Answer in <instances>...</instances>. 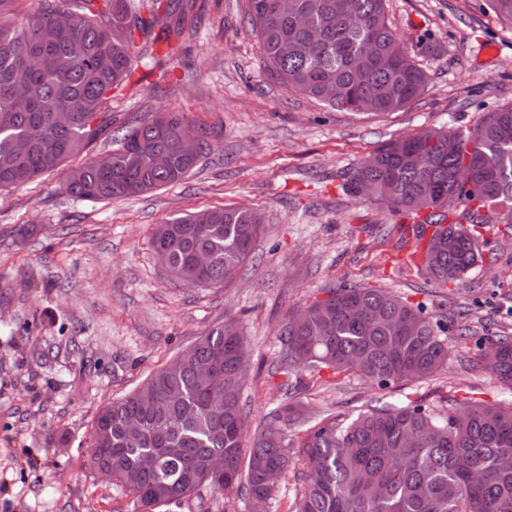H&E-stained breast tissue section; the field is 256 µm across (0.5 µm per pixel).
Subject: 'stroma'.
Instances as JSON below:
<instances>
[{"instance_id":"35a3bbf8","label":"stroma","mask_w":512,"mask_h":512,"mask_svg":"<svg viewBox=\"0 0 512 512\" xmlns=\"http://www.w3.org/2000/svg\"><path fill=\"white\" fill-rule=\"evenodd\" d=\"M247 0H196L180 62L139 68L112 96L116 122L159 110L203 128L212 149L185 180L131 200L75 199L52 175L0 194V512H133L89 468L99 410L170 363L225 318L250 346L247 432L283 399L272 368L290 308L343 284L386 288L447 327V371L386 389L322 371L302 399L309 423L369 405L467 397L512 399L476 366L480 341L512 335V228L478 226L483 261L440 288L410 259L385 208L347 193L339 173L388 140L431 127H474L512 103V24L489 0H387L389 22L430 81L404 110H332L268 73ZM250 205L264 231L221 288L168 279L149 243L155 225L204 208ZM468 308L460 338L455 305ZM205 488L164 512H248Z\"/></svg>"}]
</instances>
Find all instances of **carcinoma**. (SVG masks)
Masks as SVG:
<instances>
[{
  "label": "carcinoma",
  "instance_id": "cac0c4a2",
  "mask_svg": "<svg viewBox=\"0 0 512 512\" xmlns=\"http://www.w3.org/2000/svg\"><path fill=\"white\" fill-rule=\"evenodd\" d=\"M0 0V191L61 175L74 198L117 201L188 177L210 149L180 112H157L121 127L109 167L81 157L112 129V92L138 66L162 67L186 42L195 0ZM251 31L271 75L292 90L351 112H397L418 99L428 76L388 22L386 0H248ZM379 56L365 59L364 42ZM339 97L329 95L330 90ZM194 137L198 153L183 152ZM470 184L456 183L459 168ZM350 194L363 181L397 217L436 226L424 267L440 285L482 261L468 224H512V104L473 128L399 136L340 172ZM263 228L253 208L203 209L155 225L168 277L217 288L251 257ZM210 256L197 267L196 255ZM277 369L292 391L244 449L241 393L247 341L227 318L138 387L98 413L88 464L132 498L134 512H162L204 487L241 492L268 505L275 470L301 466L295 512H512V400H454L369 406L303 431L291 453L288 426L301 420L303 375L330 369L387 388L448 367V338L423 307L386 288L342 285L291 309L278 330ZM478 363L512 391V336L479 352ZM224 456V475L207 467ZM153 460L145 470L142 461Z\"/></svg>",
  "mask_w": 512,
  "mask_h": 512
}]
</instances>
